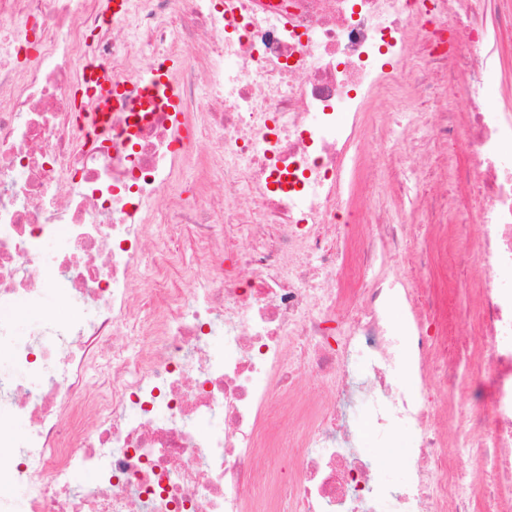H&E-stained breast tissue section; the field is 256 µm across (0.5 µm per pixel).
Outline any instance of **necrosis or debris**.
<instances>
[{"label":"necrosis or debris","instance_id":"4bbe7bcc","mask_svg":"<svg viewBox=\"0 0 512 512\" xmlns=\"http://www.w3.org/2000/svg\"><path fill=\"white\" fill-rule=\"evenodd\" d=\"M506 29L512 0H0V305L37 315L25 336L0 316V362L42 376L0 375V456L27 488L0 512H512V104L485 90ZM92 61L126 90L106 133ZM378 108L393 168L437 156L414 210L469 213L447 233L472 322L397 275L435 258L362 191ZM452 143L460 195L436 188ZM365 419L414 429L408 487L380 481Z\"/></svg>","mask_w":512,"mask_h":512}]
</instances>
